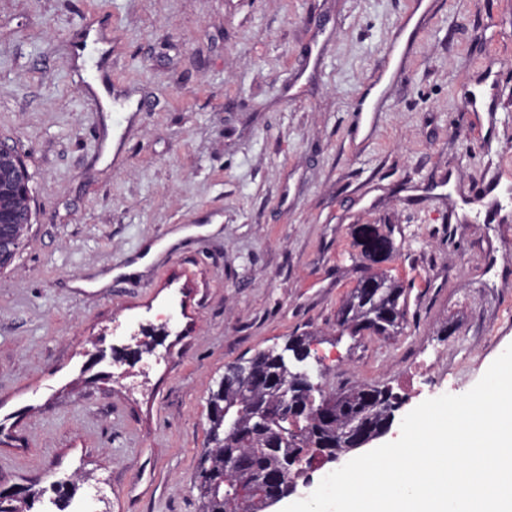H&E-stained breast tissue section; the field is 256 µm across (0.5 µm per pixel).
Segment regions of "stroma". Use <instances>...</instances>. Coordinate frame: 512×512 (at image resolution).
Masks as SVG:
<instances>
[{"label":"stroma","instance_id":"1","mask_svg":"<svg viewBox=\"0 0 512 512\" xmlns=\"http://www.w3.org/2000/svg\"><path fill=\"white\" fill-rule=\"evenodd\" d=\"M426 2L360 114L413 0H0V141L32 175L0 270V485L31 512H199L210 392L290 336L325 391L392 387L389 442L422 370L461 394L512 344V207L459 212L512 190V0ZM101 18L139 111H104L73 65ZM369 271L405 289L387 338L337 322ZM407 45L402 42L401 30L391 38L385 54V62L380 74L375 80L380 82L383 78L389 82L398 80L403 74V60L407 53ZM358 234L360 238L362 239V244L364 246V251L369 255L373 257H386L388 256L392 249H393V242L390 239L389 236L382 235L378 232L376 227L372 224H362L358 227ZM381 238L384 240L385 243H387L388 248L384 252H376L372 248V242L374 239Z\"/></svg>","mask_w":512,"mask_h":512}]
</instances>
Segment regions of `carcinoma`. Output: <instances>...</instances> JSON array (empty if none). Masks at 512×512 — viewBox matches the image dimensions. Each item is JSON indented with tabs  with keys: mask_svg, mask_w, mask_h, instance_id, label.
Wrapping results in <instances>:
<instances>
[{
	"mask_svg": "<svg viewBox=\"0 0 512 512\" xmlns=\"http://www.w3.org/2000/svg\"><path fill=\"white\" fill-rule=\"evenodd\" d=\"M28 171L13 149L0 148V210L12 215L13 223L0 224V269L8 267L15 259L21 238L30 224V196L13 190L17 182L29 183ZM364 251L373 257H386L393 249L390 237L382 235L372 224L358 227ZM405 289L380 276L373 292L361 294L353 291L339 312V324L352 336L366 331L376 336L398 333L405 316ZM307 338L293 336L280 350L272 348L260 352L247 365L258 380L247 390H216L209 396V404L227 407L228 418L236 416L238 407L254 405L260 414L240 423L232 433H224L217 425L208 430L209 446L200 457L195 484L201 502L200 512H261L259 503L244 499L238 504L212 493L207 487L214 478L224 480V486H234L238 478L224 471V456H234L248 462L256 471L264 472L276 467L280 460L296 451V447L283 444L281 435L291 427L299 429L297 443L305 449L306 456L314 457L318 448L327 444L340 450L337 436L353 421L360 419L365 427L378 429L384 422L383 413L392 410L396 397L383 385H361L341 392L319 393L316 411L293 422L280 417L277 412L278 374L286 368L277 362L280 353H298Z\"/></svg>",
	"mask_w": 512,
	"mask_h": 512,
	"instance_id": "1",
	"label": "carcinoma"
}]
</instances>
